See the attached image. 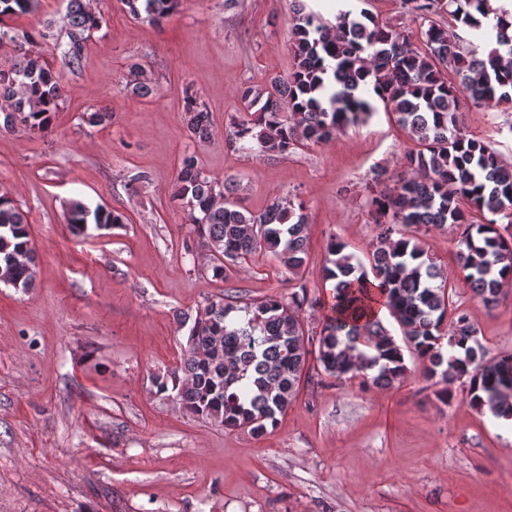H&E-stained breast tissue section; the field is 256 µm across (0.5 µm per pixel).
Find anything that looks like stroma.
Here are the masks:
<instances>
[{
  "instance_id": "stroma-1",
  "label": "stroma",
  "mask_w": 512,
  "mask_h": 512,
  "mask_svg": "<svg viewBox=\"0 0 512 512\" xmlns=\"http://www.w3.org/2000/svg\"><path fill=\"white\" fill-rule=\"evenodd\" d=\"M106 17L79 69H57L68 93L51 135L0 133V189L26 213L33 288L0 284V512H512V434L462 398L438 402L406 353L400 388L301 387L277 428L256 437L190 415L155 380L180 358L179 316L227 291L284 294L288 273L257 252L214 278L171 192L183 154L239 185L245 208L275 197L306 204L303 279L330 300L321 267L330 239L365 258L375 235L368 200L411 141L385 110L333 140L285 157L224 146L240 92L292 67L294 0H181L162 25L120 0H88ZM420 36L402 0H353ZM153 91L132 94L131 65ZM211 112L213 136L190 142L183 90ZM111 123L91 126L87 113ZM461 127L512 164V111L460 96ZM126 217L77 237L70 202ZM491 353L512 352V291L489 311L464 285L451 233L426 239Z\"/></svg>"
}]
</instances>
